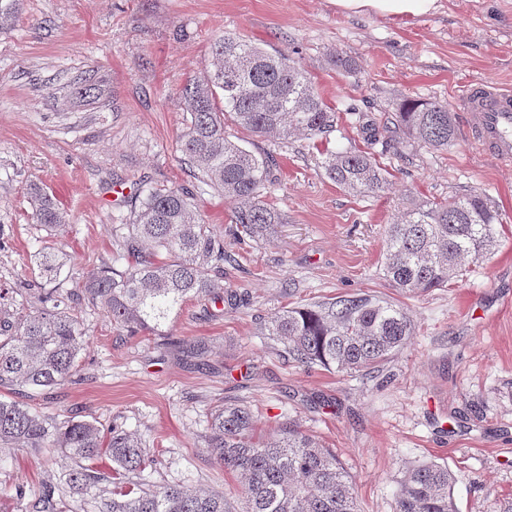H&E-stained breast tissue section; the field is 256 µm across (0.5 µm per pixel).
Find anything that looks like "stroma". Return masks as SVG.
I'll return each mask as SVG.
<instances>
[{"mask_svg":"<svg viewBox=\"0 0 512 512\" xmlns=\"http://www.w3.org/2000/svg\"><path fill=\"white\" fill-rule=\"evenodd\" d=\"M227 32L296 52L337 112L329 149L365 146L347 105L378 121L406 98L447 105L455 142L444 151L388 149L380 157L387 188L362 197L326 178L311 140L225 125L231 140L272 155L267 200L285 217L267 238L234 242L233 203L194 178L179 148L178 92L209 69L210 45ZM335 53L357 71L336 70ZM88 70L100 92L84 98L73 84ZM482 79L512 89V0H441L413 19L349 16L331 0H24L15 27L0 34V290L26 308L20 290L34 280L44 244L63 257L64 293L114 265V218L137 190L158 184L193 191L235 258L225 287L249 301L189 302L161 336L130 334L75 301L86 340L77 382L19 401L59 424L76 417L138 435L155 458L137 477L147 487L193 485L238 501L237 476L205 443L211 411L235 400L253 410L259 431L292 419L331 448L359 512H394L405 471L431 461L452 471L460 512H500L512 496V164L478 149L459 109ZM33 182L69 215L57 235L31 217ZM474 190L499 207L495 252L466 263L447 287L391 288L386 229L407 196L443 201ZM361 292L403 306L416 325L383 371L301 367L261 334L275 312ZM201 339L208 353L191 356ZM70 467L59 451H14L0 465V512H34L46 487L70 512H98L93 497L70 489Z\"/></svg>","mask_w":512,"mask_h":512,"instance_id":"stroma-1","label":"stroma"}]
</instances>
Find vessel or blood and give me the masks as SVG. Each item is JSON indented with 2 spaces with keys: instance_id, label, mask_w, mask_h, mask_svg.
<instances>
[{
  "instance_id": "obj_1",
  "label": "vessel or blood",
  "mask_w": 512,
  "mask_h": 512,
  "mask_svg": "<svg viewBox=\"0 0 512 512\" xmlns=\"http://www.w3.org/2000/svg\"><path fill=\"white\" fill-rule=\"evenodd\" d=\"M471 138L498 161L512 162V91L482 80L462 97Z\"/></svg>"
}]
</instances>
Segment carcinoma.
Here are the masks:
<instances>
[{
  "label": "carcinoma",
  "mask_w": 512,
  "mask_h": 512,
  "mask_svg": "<svg viewBox=\"0 0 512 512\" xmlns=\"http://www.w3.org/2000/svg\"><path fill=\"white\" fill-rule=\"evenodd\" d=\"M22 0H0V33L14 27ZM186 112L180 151L199 181L224 193L236 207L233 235L257 240L283 223L264 200L270 154L257 156L224 134L232 122L273 140L301 134L313 141L335 130L336 112L316 90L302 66L287 52L274 54L226 33L215 39L210 69L179 93ZM367 149L320 152V167L339 188L368 196L387 184L385 169L370 152L382 142L394 149L415 145L448 148L455 123L448 106L405 99L379 126L361 125ZM35 223L56 232L68 223L53 197L30 185ZM500 213L481 193L446 203L409 199L399 219L388 225L385 276L401 292L443 288L462 274L467 260L492 254L498 246ZM122 270H103L77 286V295L101 307L121 329L160 335L192 300L238 307L244 295L224 287V241L198 214L194 194L183 188L150 187L131 200L129 213L112 225ZM34 262L39 306L23 313L0 304V389H54L72 380L84 346L77 314L58 287L63 263L51 246ZM414 333L407 310L371 294L278 311L262 335L282 347L294 363L341 373L382 368ZM18 445L59 448L76 467L70 488L88 495L103 482L112 497L99 512H237L222 492L174 485L146 489L128 475L154 463L142 440L112 428L103 432L86 420L59 426L17 401L0 400V453ZM206 451L224 472L244 477L243 512H358L354 487L336 455L296 422L263 436L256 433L250 407L226 403L210 414ZM108 457L112 468L96 461ZM445 464L426 463L405 471L396 512H459Z\"/></svg>",
  "instance_id": "cac0c4a2"
}]
</instances>
